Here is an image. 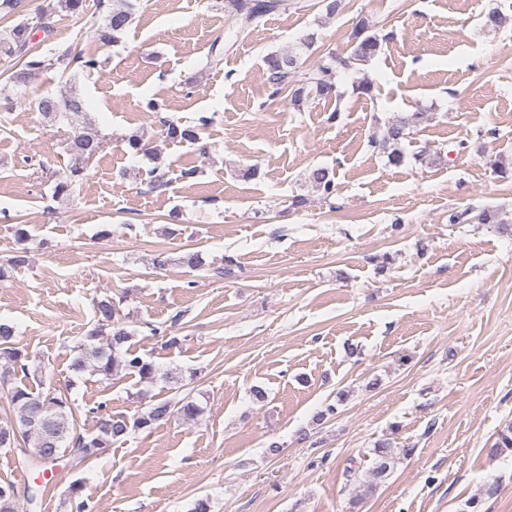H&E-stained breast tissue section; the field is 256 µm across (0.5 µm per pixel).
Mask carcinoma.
Returning <instances> with one entry per match:
<instances>
[{
	"instance_id": "cac0c4a2",
	"label": "carcinoma",
	"mask_w": 512,
	"mask_h": 512,
	"mask_svg": "<svg viewBox=\"0 0 512 512\" xmlns=\"http://www.w3.org/2000/svg\"><path fill=\"white\" fill-rule=\"evenodd\" d=\"M228 7L245 22H254L262 16L276 10L286 11L290 8L288 0H228ZM134 5L132 0H123V6L107 12L104 23L96 29V35L105 44L119 41L132 21ZM512 25V15L494 8L485 15L484 27L497 31ZM33 26L22 22L0 35V54L13 56L25 52L28 47ZM367 26L361 25L355 34V43L349 56L339 59V65L349 69L359 62H366L380 53L382 42L373 34H366ZM266 70L268 81L274 88V94L288 92L290 101L295 106L313 96L319 100L339 98L340 91L335 80L336 73L326 65L303 73L302 79H296L297 56L294 53L267 56ZM36 110L44 116L56 119L73 130L70 138V152L73 163L68 171L56 179L54 194L58 197L70 193L72 186L82 180L84 167L82 163L91 160L102 148V141L97 135L85 131L81 118L86 115L85 100L76 93L61 95L45 94L36 103ZM426 120L425 113L414 112L407 117L393 121L387 128L384 138L373 144L386 147L391 141L404 138L409 126H417ZM211 123L206 115L198 117L197 122L183 125L166 119L162 121L165 140L173 144L196 145L200 134ZM310 180L313 188L325 201H330L336 194L335 173L326 168L312 171ZM15 237L21 247L7 259V265H0V278L28 264V233L22 228L15 229ZM96 324L86 332L84 340L77 349V356L72 362L74 372L86 371L99 375L104 380L125 373L138 378V384L151 386L161 380L168 386L179 383L180 376L171 370L162 371L153 362L138 355L128 343L134 331L128 329L119 313V305L113 300H100L95 303ZM15 327L0 321V392L3 393L16 414V422L0 424V448H13L21 440L27 447L22 449L24 462L29 467H38L48 462L54 463L69 453H76L81 458H90L99 449L115 442L125 441L132 434L152 428L156 423L172 417L195 420L203 409L188 398L180 400L166 398L149 405L145 412L129 417L123 413L105 412V405L100 404L90 409L99 415L96 432L83 436L72 434L74 421V402L67 393L55 389L34 391V389L17 384V375H30L28 354L13 344ZM414 446L395 448L389 441L378 442L369 453L373 455V465L368 477L359 479L364 492H374L393 472L400 460L412 455ZM495 456L512 455V422L497 432L491 448ZM15 486L0 483V512H15Z\"/></svg>"
}]
</instances>
